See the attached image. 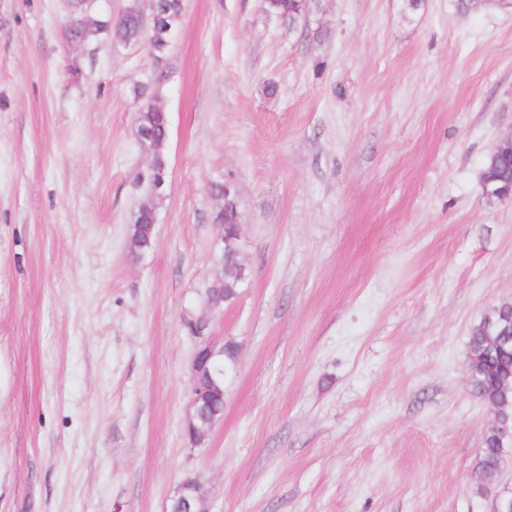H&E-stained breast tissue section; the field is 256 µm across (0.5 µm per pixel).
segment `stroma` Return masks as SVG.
Wrapping results in <instances>:
<instances>
[{
	"instance_id": "1",
	"label": "stroma",
	"mask_w": 512,
	"mask_h": 512,
	"mask_svg": "<svg viewBox=\"0 0 512 512\" xmlns=\"http://www.w3.org/2000/svg\"><path fill=\"white\" fill-rule=\"evenodd\" d=\"M68 0H0V512H490L472 327L512 300V201L480 173L512 127V7L184 0L162 62L67 46ZM168 113L153 246L130 257ZM247 279L208 315L212 186ZM234 345L224 417L186 425L200 340ZM264 7L268 13L295 23L302 19L304 4L302 0H264ZM149 99L140 107L137 117V132L143 136V142L151 153L154 172L148 174V195L150 196L149 208L143 211L139 209L133 220L134 226L130 228V244L137 252L150 249L153 245V234L157 209L164 198V190H158L164 187L165 180L162 178L154 185L157 191L151 189V174H158L167 169V157L165 146L169 136V119L167 113L162 107L154 102L155 95H150ZM200 494V482L196 477L185 478L171 497L169 510L166 512H205Z\"/></svg>"
}]
</instances>
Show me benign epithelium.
<instances>
[{
	"label": "benign epithelium",
	"mask_w": 512,
	"mask_h": 512,
	"mask_svg": "<svg viewBox=\"0 0 512 512\" xmlns=\"http://www.w3.org/2000/svg\"><path fill=\"white\" fill-rule=\"evenodd\" d=\"M503 154H512V128L504 131L498 138L490 156L496 158ZM224 215L231 218V235L224 233V225H217L218 232L213 251L215 263L223 266L224 250L240 251V227L237 202L229 185H224ZM493 336H512V315L503 312L496 320H488ZM224 360V346L203 342L194 351L191 362L190 397L193 415L188 422L187 432L190 440L200 441L205 434L222 420L224 404V377L230 376L235 369H226L219 365L209 370L210 362ZM167 512H205L200 494V482L195 477L185 478L174 491Z\"/></svg>",
	"instance_id": "7a95c632"
}]
</instances>
